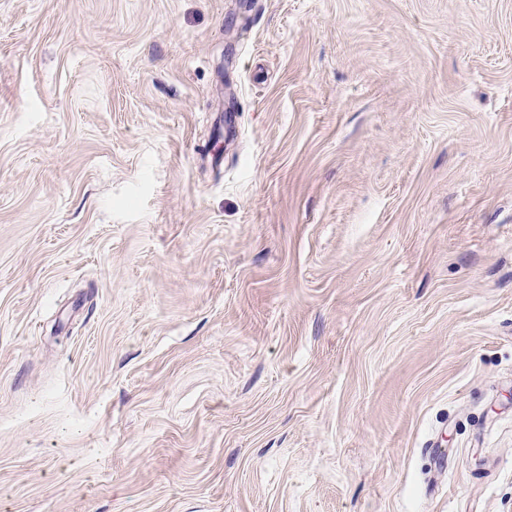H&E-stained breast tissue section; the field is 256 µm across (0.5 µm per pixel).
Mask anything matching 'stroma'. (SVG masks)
<instances>
[{"label":"stroma","instance_id":"stroma-1","mask_svg":"<svg viewBox=\"0 0 512 512\" xmlns=\"http://www.w3.org/2000/svg\"><path fill=\"white\" fill-rule=\"evenodd\" d=\"M0 512H512V0H0Z\"/></svg>","mask_w":512,"mask_h":512}]
</instances>
